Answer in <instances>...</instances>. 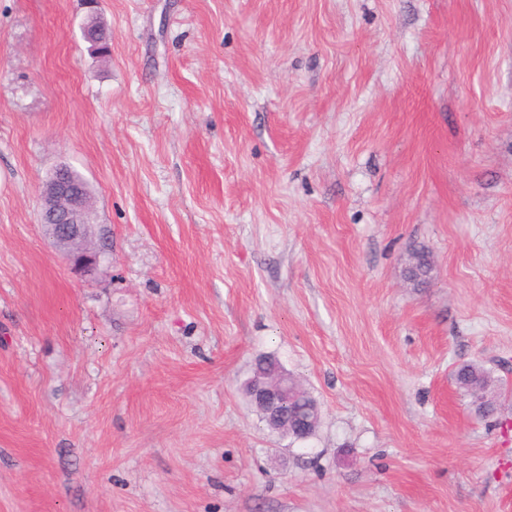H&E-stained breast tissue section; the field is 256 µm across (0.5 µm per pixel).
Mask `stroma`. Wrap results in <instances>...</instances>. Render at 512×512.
Instances as JSON below:
<instances>
[{
	"mask_svg": "<svg viewBox=\"0 0 512 512\" xmlns=\"http://www.w3.org/2000/svg\"><path fill=\"white\" fill-rule=\"evenodd\" d=\"M62 165L92 279L38 219ZM465 362L512 387V0H0V512H512ZM246 390L249 399L263 411L272 431L306 437L320 419L318 404L310 402L306 407L299 403L292 413L288 412V406L306 397V392L288 373L276 371L267 362L259 367L257 361ZM454 379L461 395L470 399V405L478 414L490 416L498 411V404L494 406V401L485 399L484 395L490 385H495V380L490 372L476 363H463L456 368ZM477 396L482 397L491 405L477 404L474 400Z\"/></svg>",
	"mask_w": 512,
	"mask_h": 512,
	"instance_id": "35a3bbf8",
	"label": "stroma"
}]
</instances>
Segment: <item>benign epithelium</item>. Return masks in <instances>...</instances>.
Segmentation results:
<instances>
[{
    "instance_id": "1",
    "label": "benign epithelium",
    "mask_w": 512,
    "mask_h": 512,
    "mask_svg": "<svg viewBox=\"0 0 512 512\" xmlns=\"http://www.w3.org/2000/svg\"><path fill=\"white\" fill-rule=\"evenodd\" d=\"M85 210L84 190L69 180L66 167L58 168L41 192L42 226L52 245L69 261L71 270L93 278L104 252L94 243V225L84 218ZM246 390L275 432L306 437L320 419L319 406L314 403L288 412V406L306 397V392L288 373H280L266 362L254 368Z\"/></svg>"
}]
</instances>
